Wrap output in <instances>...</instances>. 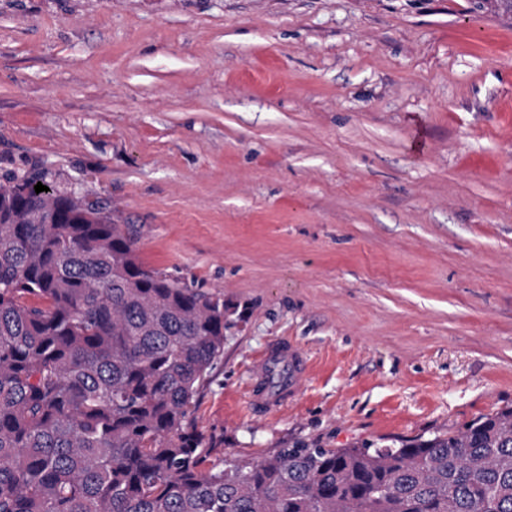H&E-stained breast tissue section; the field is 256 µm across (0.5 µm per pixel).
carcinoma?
Here are the masks:
<instances>
[{
	"mask_svg": "<svg viewBox=\"0 0 512 512\" xmlns=\"http://www.w3.org/2000/svg\"><path fill=\"white\" fill-rule=\"evenodd\" d=\"M39 182L0 178V512H512V408L398 447L209 461L191 412L224 297Z\"/></svg>",
	"mask_w": 512,
	"mask_h": 512,
	"instance_id": "cac0c4a2",
	"label": "carcinoma"
}]
</instances>
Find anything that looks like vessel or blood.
<instances>
[{"label":"vessel or blood","instance_id":"1","mask_svg":"<svg viewBox=\"0 0 512 512\" xmlns=\"http://www.w3.org/2000/svg\"><path fill=\"white\" fill-rule=\"evenodd\" d=\"M275 358L289 359L290 377L286 384L274 389L254 386L249 396L252 408L271 412L287 404L288 400L295 396L302 380L308 374L307 361L301 351L295 345L279 342L273 345L270 356L261 359L256 365L255 376L260 379L267 376L270 363Z\"/></svg>","mask_w":512,"mask_h":512}]
</instances>
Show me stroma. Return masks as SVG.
I'll return each instance as SVG.
<instances>
[{"label":"stroma","mask_w":512,"mask_h":512,"mask_svg":"<svg viewBox=\"0 0 512 512\" xmlns=\"http://www.w3.org/2000/svg\"><path fill=\"white\" fill-rule=\"evenodd\" d=\"M39 168L223 294L192 415L218 457L512 407L505 0H0V175ZM283 338L310 372L252 412ZM274 358L289 359L291 365L290 377L286 384L276 389L254 384L249 396V403L253 409L271 412L287 404L288 399L295 396L302 380L308 374L307 361L301 351L295 345L278 342L273 345L272 351L255 366L254 374L256 378L262 379L268 375L270 363Z\"/></svg>","instance_id":"1"}]
</instances>
